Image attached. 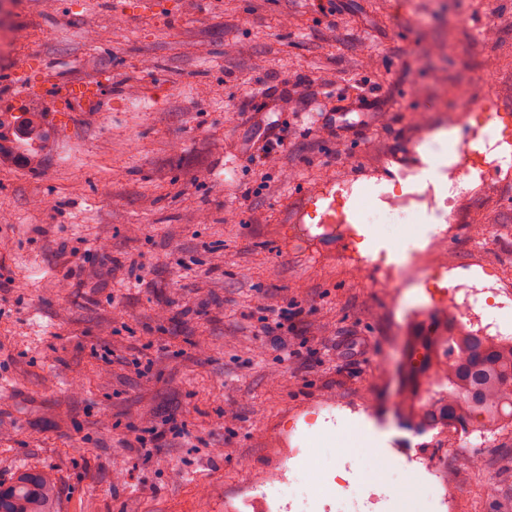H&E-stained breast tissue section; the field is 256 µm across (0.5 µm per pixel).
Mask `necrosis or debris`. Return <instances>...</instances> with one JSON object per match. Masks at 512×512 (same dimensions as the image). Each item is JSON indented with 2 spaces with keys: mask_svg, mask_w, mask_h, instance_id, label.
I'll use <instances>...</instances> for the list:
<instances>
[{
  "mask_svg": "<svg viewBox=\"0 0 512 512\" xmlns=\"http://www.w3.org/2000/svg\"><path fill=\"white\" fill-rule=\"evenodd\" d=\"M463 122L468 126L472 140L484 141V148H470L459 167L449 169L451 183L467 181L475 191L485 190L488 171L502 172V163L512 160V112L501 108L485 86H476L471 104L465 109ZM415 172L411 168L400 170L402 182L411 180ZM400 186L381 195L384 218L401 224L417 206L426 205L441 217V224L430 230L421 246L411 248L403 265L386 264L384 257L368 260L358 251L343 254L341 263L354 277H363L367 269H374L381 287L390 288L405 284L435 285L441 282L454 266L448 253V240L456 234V225L450 224L449 216L455 215L461 205L459 196L448 195L444 201H436L432 192H406ZM328 195L313 223L290 225L289 231L296 243L304 245L323 237L337 235L347 242L359 240L356 221L352 219L350 200L354 194L352 182L326 183ZM493 297L483 296L477 279L470 278L444 290L428 310H416L412 317L422 321L426 313H434L436 323L454 320L459 329L471 327L473 311L494 307ZM305 449L287 447L281 452L282 462L260 476L257 491L241 492L224 501V512H282L288 490V473L296 468L305 456ZM407 462L416 464L425 477L426 494L412 502L411 512H456L452 485L443 465V456L427 457L419 453L407 454Z\"/></svg>",
  "mask_w": 512,
  "mask_h": 512,
  "instance_id": "4bbe7bcc",
  "label": "necrosis or debris"
}]
</instances>
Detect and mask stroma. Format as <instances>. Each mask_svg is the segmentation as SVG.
<instances>
[{"instance_id":"stroma-1","label":"stroma","mask_w":512,"mask_h":512,"mask_svg":"<svg viewBox=\"0 0 512 512\" xmlns=\"http://www.w3.org/2000/svg\"><path fill=\"white\" fill-rule=\"evenodd\" d=\"M157 3L0 0V111L37 109L50 131L37 167L0 166V480L52 471L61 512H224L289 432L318 447L290 477L302 512H354L378 480L396 512L423 491L403 448L447 453L457 512H512V428L464 453L457 431L397 416L426 289L352 277L340 237L305 249L287 226L329 177L353 181L355 212L379 209L439 131L456 156L476 84L512 106V0ZM41 61L105 80L103 105L22 95L16 73L38 79ZM361 96L386 104L354 111ZM258 98L280 100L284 140L263 162L249 158ZM455 222L454 277L491 265L511 282L512 180L466 194ZM477 224L492 248L471 245ZM290 303L283 348L263 320ZM328 402L393 430L387 447H334L331 424L305 421ZM171 417L181 434L125 447Z\"/></svg>"}]
</instances>
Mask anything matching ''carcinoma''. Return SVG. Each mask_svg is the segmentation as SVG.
<instances>
[{"instance_id":"1","label":"carcinoma","mask_w":512,"mask_h":512,"mask_svg":"<svg viewBox=\"0 0 512 512\" xmlns=\"http://www.w3.org/2000/svg\"><path fill=\"white\" fill-rule=\"evenodd\" d=\"M422 349L401 389L400 412L413 428L453 422L466 432H485L512 420V342L498 343L477 333L455 329L448 335L420 336L408 353ZM437 396L429 409L409 402L421 389ZM0 512H60L56 475L21 466L8 481H0Z\"/></svg>"}]
</instances>
